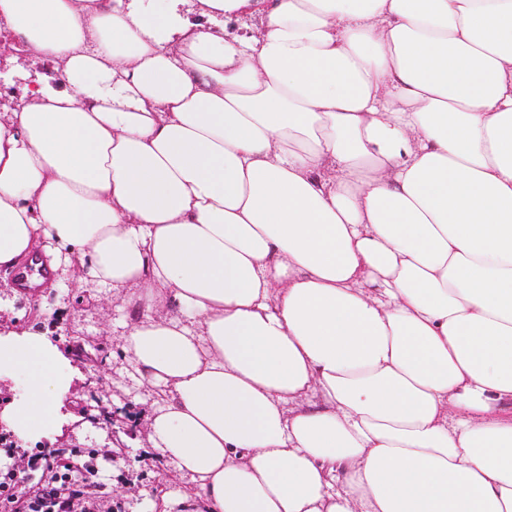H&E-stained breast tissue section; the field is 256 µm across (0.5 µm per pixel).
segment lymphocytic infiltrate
Returning a JSON list of instances; mask_svg holds the SVG:
<instances>
[{"label":"lymphocytic infiltrate","mask_w":512,"mask_h":512,"mask_svg":"<svg viewBox=\"0 0 512 512\" xmlns=\"http://www.w3.org/2000/svg\"><path fill=\"white\" fill-rule=\"evenodd\" d=\"M111 449H44L27 454L0 444V512H121L96 461Z\"/></svg>","instance_id":"lymphocytic-infiltrate-1"}]
</instances>
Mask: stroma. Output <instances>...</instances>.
Segmentation results:
<instances>
[{"label":"stroma","instance_id":"obj_1","mask_svg":"<svg viewBox=\"0 0 512 512\" xmlns=\"http://www.w3.org/2000/svg\"><path fill=\"white\" fill-rule=\"evenodd\" d=\"M0 330L14 326L16 313H23L27 325L54 337L60 349L75 343L90 347V359L78 360L83 373L72 391L88 406L103 403L121 420L123 433L113 435L109 422L96 424L76 419L62 433L49 435L56 448H100L113 446L111 460L101 462L99 475L109 485L120 488L123 512H180L177 495L183 486L167 463L147 440L145 425L150 414L147 395L150 384L128 365L113 327L120 317V299L104 302L81 288L59 297L50 287H42L39 308L29 306L28 295L13 284L10 274L0 271Z\"/></svg>","mask_w":512,"mask_h":512}]
</instances>
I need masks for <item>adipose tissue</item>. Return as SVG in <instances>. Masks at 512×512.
Listing matches in <instances>:
<instances>
[{
  "instance_id": "obj_1",
  "label": "adipose tissue",
  "mask_w": 512,
  "mask_h": 512,
  "mask_svg": "<svg viewBox=\"0 0 512 512\" xmlns=\"http://www.w3.org/2000/svg\"><path fill=\"white\" fill-rule=\"evenodd\" d=\"M259 14L246 37L213 20ZM0 269L119 294L182 512H512V0H0ZM6 419L73 421L46 333ZM24 52L21 53L22 55L15 54L13 55V58L11 61L6 62L4 61L6 71L14 70L22 73H26L30 76V74L33 72L34 74L31 75V77H38V76H54V81L57 86H61L60 79L55 76L51 71L49 66L42 62L37 60L35 57H33L25 48ZM17 81L12 77L11 79L5 78L0 84V108L3 110L10 109L12 106H19L23 103L26 95L27 79ZM2 110V111H3Z\"/></svg>"
}]
</instances>
